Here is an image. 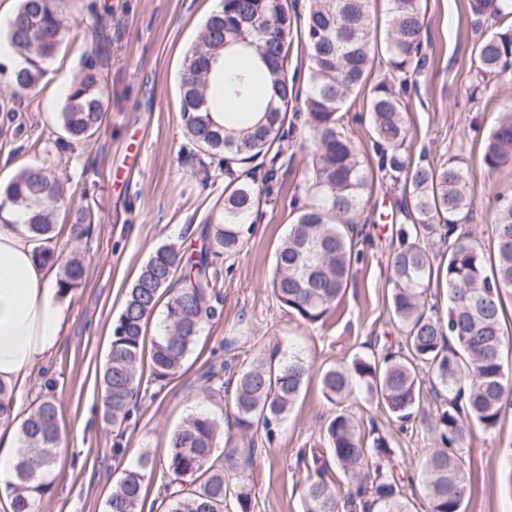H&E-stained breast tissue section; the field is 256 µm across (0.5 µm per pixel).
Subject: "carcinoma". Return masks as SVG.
I'll return each instance as SVG.
<instances>
[{
  "instance_id": "carcinoma-1",
  "label": "carcinoma",
  "mask_w": 512,
  "mask_h": 512,
  "mask_svg": "<svg viewBox=\"0 0 512 512\" xmlns=\"http://www.w3.org/2000/svg\"><path fill=\"white\" fill-rule=\"evenodd\" d=\"M384 38L371 22L373 0H312L300 13L295 0H219L207 17L180 74L182 130L205 155L224 167L222 220L207 225L200 250L190 254L174 244L158 246L127 290L112 328L101 372L103 420L120 427L138 398L162 388L178 374L205 324L220 314L217 286L224 261L247 246L250 218L267 190L252 178L284 143L299 142L308 157L307 201L297 207L288 232L275 250L271 293L276 302L307 325L324 320L353 277L358 234L356 219L370 198L376 174L409 194L395 230L397 245L387 255L390 315L402 338L380 354L356 356L348 364L318 370L321 393L331 406L325 448H311L312 469L303 489V512H413L404 494L390 440L371 429L365 440L345 403L361 391L383 406L402 430L423 402V370L436 412L437 448L421 465L427 512H462L466 476L459 448L466 423L496 428L512 407V334L504 327L505 298L512 295V189L494 196L493 252L464 225L473 197L466 159L448 155L443 163L412 159L408 112L414 76L424 64L423 0H387ZM64 0H20L0 40V50L46 59L66 39ZM476 22L491 18L494 30L479 31L471 53L470 96L484 93L512 69V0H469ZM94 32L80 75L69 84L58 114L64 153L100 128L110 91L102 71L106 46L100 16L88 6ZM307 50L305 96L296 85L292 38ZM245 52L233 74L219 64L225 50ZM383 77L370 82L374 67ZM38 69L9 76L15 91L29 92ZM367 94L372 153L355 141L343 121L346 103ZM224 113V123L213 113ZM261 118L254 122L256 114ZM483 162L491 172L512 166V107L500 113L484 138ZM66 201L64 185L39 165L22 168L0 193V223L11 206L26 212L25 229L46 243L54 237L55 215ZM448 244L439 256L434 241ZM84 268L73 257L63 265L58 288L67 294L82 283ZM445 285L446 316L426 312L423 295L431 281ZM164 304L160 332L149 337L150 321ZM313 365L299 355L279 356V348L259 354L236 372L224 390V368L210 367L201 378L204 399L218 408L228 401L234 433L224 432L216 412L190 415L170 434L167 456L144 455L120 472L106 500V512H142L145 478L160 477L162 512H250L249 486L258 434L269 439L288 417L307 384ZM13 392L0 383V425L16 426L19 447L12 477L4 484L10 512H38L50 487L48 476L63 445L54 398L42 395L29 414L11 417ZM232 448L219 452V445ZM336 463L344 484L329 477L324 454Z\"/></svg>"
}]
</instances>
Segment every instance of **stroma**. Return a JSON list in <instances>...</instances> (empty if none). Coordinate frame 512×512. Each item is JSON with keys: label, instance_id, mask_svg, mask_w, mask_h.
I'll return each instance as SVG.
<instances>
[{"label": "stroma", "instance_id": "stroma-1", "mask_svg": "<svg viewBox=\"0 0 512 512\" xmlns=\"http://www.w3.org/2000/svg\"><path fill=\"white\" fill-rule=\"evenodd\" d=\"M112 36L104 76L112 88L100 131L89 141L58 153V112L72 79L82 68L89 34L87 0H69L74 28L69 40L40 65L34 90L13 95L0 78V106H16L24 120L22 148L0 134V188L23 167L38 164L55 173L67 188L70 208L55 220L49 249L59 258L78 252L85 259V280L73 289L70 324L62 345L30 366L14 400L20 414L30 411L38 394L53 396L66 447L50 475L51 489L39 512H105L114 476L135 466L141 454L165 457L171 431L207 406L199 378L210 366L224 365L225 381L254 355L279 347L322 367L350 362L374 344L397 345L401 333L389 316L386 256L395 217L405 204L401 189L378 182L362 212L358 229L364 255L354 278L323 322L310 326L289 316L269 288L273 254L294 215V197L303 196V154L286 148L276 163L273 195L262 207L246 249L224 269L222 314L209 322L181 372L155 397L145 398L121 431L102 421L99 375L109 348L112 325L125 293L151 251L164 243L193 248L205 225L219 222L226 178L223 167L184 136L180 120L179 73L214 0H96ZM424 38L433 50L417 77L418 94L409 114L415 148L430 162L463 152L474 187L471 231L492 242L494 194L512 187V167L489 171L483 163V138L503 106L512 102V72L469 100L468 70L475 39L468 0H426ZM89 209V236L75 240L74 211ZM239 335L235 347L225 337ZM348 409L361 432L378 429L399 448V463L410 475L407 497H422L421 463L435 448V404L425 398L415 422L398 430L385 410L355 394ZM329 412L317 378H310L287 419L271 440L258 447L250 481V512H303L305 451L320 447ZM123 453L113 456L114 444ZM512 445V411L494 431L471 426L460 454L468 489L463 512H512V470L503 452Z\"/></svg>", "mask_w": 512, "mask_h": 512}]
</instances>
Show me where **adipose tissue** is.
Returning a JSON list of instances; mask_svg holds the SVG:
<instances>
[{"label": "adipose tissue", "instance_id": "ef3b65f1", "mask_svg": "<svg viewBox=\"0 0 512 512\" xmlns=\"http://www.w3.org/2000/svg\"><path fill=\"white\" fill-rule=\"evenodd\" d=\"M39 244L23 224H0V383H21L29 366L61 343L69 306L54 268L40 261Z\"/></svg>", "mask_w": 512, "mask_h": 512}]
</instances>
